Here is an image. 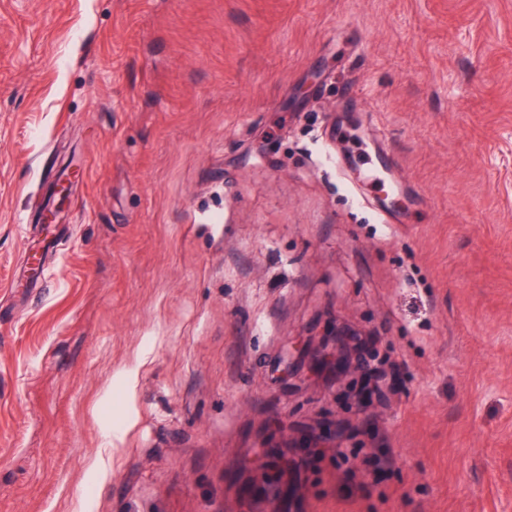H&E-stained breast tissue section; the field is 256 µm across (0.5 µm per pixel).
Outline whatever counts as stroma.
Masks as SVG:
<instances>
[{
	"label": "stroma",
	"instance_id": "1",
	"mask_svg": "<svg viewBox=\"0 0 512 512\" xmlns=\"http://www.w3.org/2000/svg\"><path fill=\"white\" fill-rule=\"evenodd\" d=\"M0 512H512V0H0ZM361 334L336 324L325 334L317 339L310 336L305 342L304 350H299L295 356L288 361V379L297 376L299 367L306 354L314 350L320 342L330 345L328 360L335 367L334 387L336 394L352 397L357 403L355 418L348 421L323 420L309 428L308 432L300 439L292 434L285 435V443L288 448H319L322 443L331 442L336 448V441L339 446L351 433L361 430L363 418L361 415L367 407L382 394L383 375L375 368L376 356L374 352L367 351V342L358 337ZM356 377L359 379V388L354 386ZM366 399V404H359ZM305 440L310 442L311 447H304ZM282 476L275 463L267 461L258 469L253 479V488H260L267 497H278L282 491Z\"/></svg>",
	"mask_w": 512,
	"mask_h": 512
}]
</instances>
